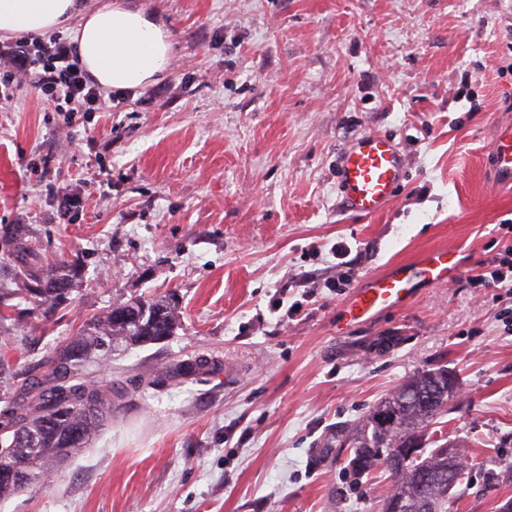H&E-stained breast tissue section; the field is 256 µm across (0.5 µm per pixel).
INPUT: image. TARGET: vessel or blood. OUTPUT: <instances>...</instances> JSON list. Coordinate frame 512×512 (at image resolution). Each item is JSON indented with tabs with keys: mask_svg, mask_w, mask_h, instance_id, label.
<instances>
[{
	"mask_svg": "<svg viewBox=\"0 0 512 512\" xmlns=\"http://www.w3.org/2000/svg\"><path fill=\"white\" fill-rule=\"evenodd\" d=\"M491 159L501 185L512 186V125L500 124L491 140ZM339 186L347 212L359 218L382 213L395 196L404 175V159L391 137L369 133L355 139L340 156ZM460 271L455 254L439 249L414 262L396 265L371 277L353 295L346 314L364 322L405 306L418 284H446Z\"/></svg>",
	"mask_w": 512,
	"mask_h": 512,
	"instance_id": "vessel-or-blood-1",
	"label": "vessel or blood"
}]
</instances>
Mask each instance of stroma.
<instances>
[{"mask_svg":"<svg viewBox=\"0 0 512 512\" xmlns=\"http://www.w3.org/2000/svg\"><path fill=\"white\" fill-rule=\"evenodd\" d=\"M142 2L172 37L163 79L70 126L26 84L0 106V234L23 227L46 271L80 266L51 318L22 298L25 320L0 322V402L116 303L172 299L180 326L88 365L112 380L111 422L0 512H381L387 472L354 486L313 452L440 366L461 387L441 429L474 461L450 512H495L512 499V293L474 278L512 240L490 160L512 123V0ZM367 133L395 139L406 175L365 219L336 166ZM65 194L84 209L63 224ZM435 249L456 252L452 283L348 321L369 276Z\"/></svg>","mask_w":512,"mask_h":512,"instance_id":"35a3bbf8","label":"stroma"}]
</instances>
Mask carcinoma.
Wrapping results in <instances>:
<instances>
[{"instance_id": "obj_1", "label": "carcinoma", "mask_w": 512, "mask_h": 512, "mask_svg": "<svg viewBox=\"0 0 512 512\" xmlns=\"http://www.w3.org/2000/svg\"><path fill=\"white\" fill-rule=\"evenodd\" d=\"M0 258L13 266L15 288L0 289V319H17L11 300L32 295L47 304L43 316L50 318L65 298L74 274L50 276L25 248L20 231L0 241ZM177 328L175 306L163 300L132 299L112 307L102 317L86 322L76 336L48 359L51 372L42 381H21L18 394L0 410V429H13L34 449L19 458L0 453V465L18 464L50 478L62 469L105 426L112 416V382L97 385L84 379V367L95 352L115 346H145L164 340ZM455 390L448 389V370L422 371L407 379L382 399L350 435L336 440V461L346 463L353 483L370 473L368 461L381 448L419 447L409 461L398 460L384 469L394 481L382 504L390 512L396 501L408 512H448V500L462 496L468 485L447 492L443 478L460 467L451 449L458 442L428 431L448 412Z\"/></svg>"}]
</instances>
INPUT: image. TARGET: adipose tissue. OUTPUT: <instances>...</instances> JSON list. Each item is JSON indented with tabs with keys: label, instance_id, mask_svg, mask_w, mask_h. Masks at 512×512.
Returning a JSON list of instances; mask_svg holds the SVG:
<instances>
[{
	"label": "adipose tissue",
	"instance_id": "1",
	"mask_svg": "<svg viewBox=\"0 0 512 512\" xmlns=\"http://www.w3.org/2000/svg\"><path fill=\"white\" fill-rule=\"evenodd\" d=\"M71 26L79 61L102 88L134 91L156 82L170 66L166 29L132 0H106L91 10L78 0H0V38Z\"/></svg>",
	"mask_w": 512,
	"mask_h": 512
}]
</instances>
